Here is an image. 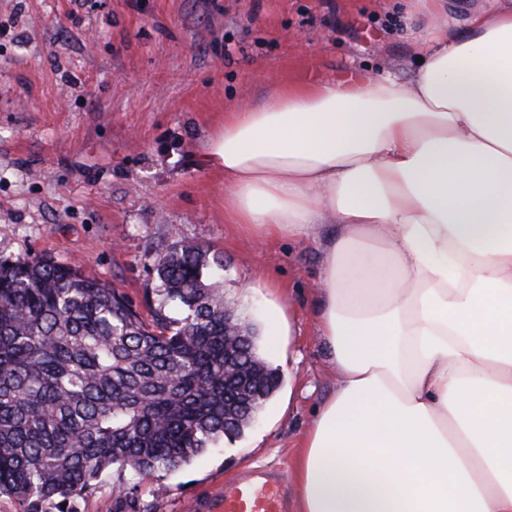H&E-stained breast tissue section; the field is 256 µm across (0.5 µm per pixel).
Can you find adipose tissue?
<instances>
[{
    "mask_svg": "<svg viewBox=\"0 0 512 512\" xmlns=\"http://www.w3.org/2000/svg\"><path fill=\"white\" fill-rule=\"evenodd\" d=\"M421 2L410 77L279 85L204 144L227 221L321 252L295 512H512V0Z\"/></svg>",
    "mask_w": 512,
    "mask_h": 512,
    "instance_id": "ef3b65f1",
    "label": "adipose tissue"
}]
</instances>
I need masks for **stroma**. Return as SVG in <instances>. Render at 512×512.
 <instances>
[{
	"label": "stroma",
	"mask_w": 512,
	"mask_h": 512,
	"mask_svg": "<svg viewBox=\"0 0 512 512\" xmlns=\"http://www.w3.org/2000/svg\"><path fill=\"white\" fill-rule=\"evenodd\" d=\"M417 13L416 0H0V258L77 264L143 310L160 256L202 242L249 321L262 329L271 314L258 273L294 316L292 335L260 348L281 384L242 435L121 500L105 473L69 512H210L257 468L292 485L312 411L336 390L309 311L320 253L226 221L205 138L279 84L409 77Z\"/></svg>",
	"instance_id": "stroma-1"
}]
</instances>
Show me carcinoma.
I'll use <instances>...</instances> for the list:
<instances>
[{"instance_id":"carcinoma-1","label":"carcinoma","mask_w":512,"mask_h":512,"mask_svg":"<svg viewBox=\"0 0 512 512\" xmlns=\"http://www.w3.org/2000/svg\"><path fill=\"white\" fill-rule=\"evenodd\" d=\"M152 320L45 257L0 259V494L24 512L80 496L106 471L127 496L248 428L280 376L240 343L225 370L224 264L176 241L157 262Z\"/></svg>"}]
</instances>
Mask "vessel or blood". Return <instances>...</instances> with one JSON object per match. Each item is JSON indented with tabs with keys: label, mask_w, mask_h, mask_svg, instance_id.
<instances>
[{
	"label": "vessel or blood",
	"mask_w": 512,
	"mask_h": 512,
	"mask_svg": "<svg viewBox=\"0 0 512 512\" xmlns=\"http://www.w3.org/2000/svg\"><path fill=\"white\" fill-rule=\"evenodd\" d=\"M286 491L278 476L257 473L225 485L213 512H286Z\"/></svg>",
	"instance_id": "b4317fda"
}]
</instances>
